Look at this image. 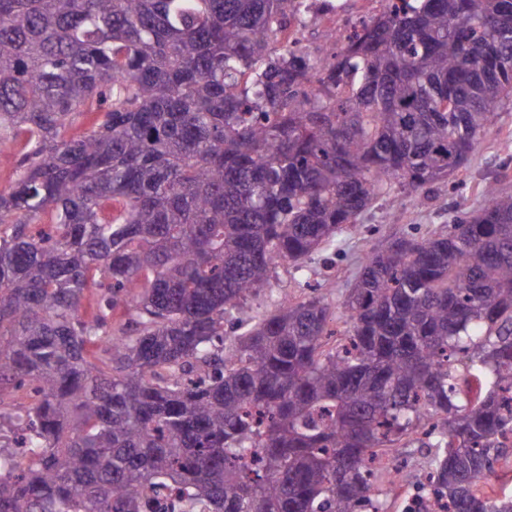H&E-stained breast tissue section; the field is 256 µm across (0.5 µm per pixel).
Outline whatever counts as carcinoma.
Listing matches in <instances>:
<instances>
[{
    "label": "carcinoma",
    "mask_w": 512,
    "mask_h": 512,
    "mask_svg": "<svg viewBox=\"0 0 512 512\" xmlns=\"http://www.w3.org/2000/svg\"><path fill=\"white\" fill-rule=\"evenodd\" d=\"M387 2L312 56L283 37L307 0H0V404L34 392L0 412V512H382L411 444L441 512H512L480 485L512 434V192L369 253L334 347L286 294L224 337L393 184L448 190L512 100V0ZM23 141L2 146L0 153V189L7 188L14 178V172Z\"/></svg>",
    "instance_id": "cac0c4a2"
}]
</instances>
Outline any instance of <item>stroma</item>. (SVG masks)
Instances as JSON below:
<instances>
[{
    "label": "stroma",
    "mask_w": 512,
    "mask_h": 512,
    "mask_svg": "<svg viewBox=\"0 0 512 512\" xmlns=\"http://www.w3.org/2000/svg\"><path fill=\"white\" fill-rule=\"evenodd\" d=\"M512 158V104L501 111L496 124L483 136L478 152L452 175V189L429 193L419 200L393 187L389 195L378 198L362 213L355 227H347L336 236L333 246L313 253L302 269L281 264L270 283L248 297L242 311L226 315L224 334L241 332V321L259 318L274 310L281 295L298 298L316 295L332 307H339L362 272L364 256L392 238L408 236L427 238L441 231L456 216L476 209L479 189L498 180L512 191V179L501 180V164Z\"/></svg>",
    "instance_id": "obj_1"
}]
</instances>
